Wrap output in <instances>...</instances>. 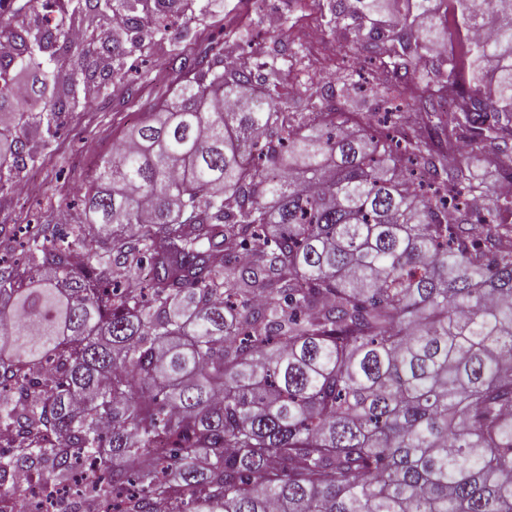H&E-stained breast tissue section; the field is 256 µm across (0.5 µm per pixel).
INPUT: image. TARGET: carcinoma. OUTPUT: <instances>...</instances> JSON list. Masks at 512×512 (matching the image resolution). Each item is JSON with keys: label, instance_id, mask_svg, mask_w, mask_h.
I'll return each mask as SVG.
<instances>
[{"label": "carcinoma", "instance_id": "1", "mask_svg": "<svg viewBox=\"0 0 512 512\" xmlns=\"http://www.w3.org/2000/svg\"><path fill=\"white\" fill-rule=\"evenodd\" d=\"M11 2L0 190L41 122L124 81L128 48L196 0H65L32 37ZM90 15L134 23L76 37ZM332 15L392 58L375 86L400 100L393 127L283 112L277 68L218 71L211 46L101 159L85 222L0 259V488L68 492L91 463L55 512H512V197L474 172L512 156V5ZM36 54L20 96L12 69Z\"/></svg>", "mask_w": 512, "mask_h": 512}]
</instances>
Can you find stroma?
Instances as JSON below:
<instances>
[{
    "instance_id": "obj_1",
    "label": "stroma",
    "mask_w": 512,
    "mask_h": 512,
    "mask_svg": "<svg viewBox=\"0 0 512 512\" xmlns=\"http://www.w3.org/2000/svg\"><path fill=\"white\" fill-rule=\"evenodd\" d=\"M329 0H267L263 12L248 9L245 0H207V7L187 26L174 27L167 40L127 54V81L91 93L86 105L62 116L51 128L48 146L38 149L34 164L19 169L15 184L27 185L25 194L13 187L0 190V254L16 247L10 230L26 225L55 224L60 230L83 218L82 194L89 175L101 156L124 131L147 119L176 86L181 73L172 63L174 53L194 58L214 41L225 40L226 30L237 32L236 41H225L223 65L248 57L258 66L271 57L282 61L278 90L315 91L335 81L338 71L371 79L374 67L368 57L358 65L339 62L337 71L326 70L323 58L335 54L340 43H352V31L335 27L328 11ZM316 25L319 43L305 40L304 28Z\"/></svg>"
}]
</instances>
